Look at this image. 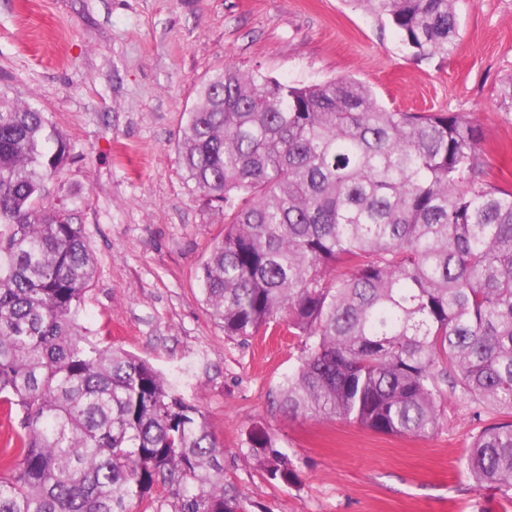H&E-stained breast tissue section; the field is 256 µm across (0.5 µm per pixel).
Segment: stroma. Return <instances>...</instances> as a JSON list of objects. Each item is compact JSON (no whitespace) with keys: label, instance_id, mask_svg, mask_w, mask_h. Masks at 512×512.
Returning <instances> with one entry per match:
<instances>
[{"label":"stroma","instance_id":"obj_1","mask_svg":"<svg viewBox=\"0 0 512 512\" xmlns=\"http://www.w3.org/2000/svg\"><path fill=\"white\" fill-rule=\"evenodd\" d=\"M457 13L456 53L417 59L351 0H0V88L36 95L76 153L46 203L74 214L94 254L78 323L147 360L205 415L224 446V485L252 512H512L461 463L477 422L457 397L426 438L280 410L300 339L280 323L233 340L210 317L197 271L224 214L176 159L199 83L234 65L302 85L351 77L391 109L462 113L481 130L490 181L512 187V108L500 97L512 0H458ZM256 425L288 453L293 486L248 458Z\"/></svg>","mask_w":512,"mask_h":512}]
</instances>
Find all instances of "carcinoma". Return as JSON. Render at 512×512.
<instances>
[{
  "instance_id": "cac0c4a2",
  "label": "carcinoma",
  "mask_w": 512,
  "mask_h": 512,
  "mask_svg": "<svg viewBox=\"0 0 512 512\" xmlns=\"http://www.w3.org/2000/svg\"><path fill=\"white\" fill-rule=\"evenodd\" d=\"M417 57L453 55L457 0H353ZM0 91V512H134L160 485L174 512H251L224 487V446L146 360L77 323L95 260L83 225L44 205L70 142L37 101ZM477 125L399 112L365 83L299 85L214 70L177 144L194 190L224 210L200 268L224 336L274 323L301 339L288 414L428 437L453 394L482 422L463 458L512 492V188L487 180ZM248 457L297 474L261 427Z\"/></svg>"
}]
</instances>
